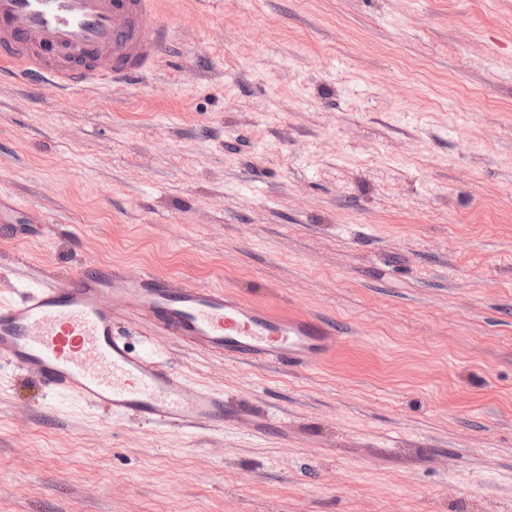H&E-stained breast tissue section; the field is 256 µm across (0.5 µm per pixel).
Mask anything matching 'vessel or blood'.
I'll list each match as a JSON object with an SVG mask.
<instances>
[{
    "mask_svg": "<svg viewBox=\"0 0 512 512\" xmlns=\"http://www.w3.org/2000/svg\"><path fill=\"white\" fill-rule=\"evenodd\" d=\"M153 3L0 0V75H37L73 90L142 78L164 42ZM116 300L227 359L286 362L335 342L311 320L274 315L220 287L181 288L170 277L132 278L103 265L61 285L21 284L0 302V360L35 373L55 397L117 420L223 428V392L190 390L149 344L132 349L112 327Z\"/></svg>",
    "mask_w": 512,
    "mask_h": 512,
    "instance_id": "1",
    "label": "vessel or blood"
}]
</instances>
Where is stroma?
<instances>
[{
	"label": "stroma",
	"mask_w": 512,
	"mask_h": 512,
	"mask_svg": "<svg viewBox=\"0 0 512 512\" xmlns=\"http://www.w3.org/2000/svg\"><path fill=\"white\" fill-rule=\"evenodd\" d=\"M143 81L0 77V300L110 264L336 332L234 362L116 303L224 426L0 363V512H512V0H158Z\"/></svg>",
	"instance_id": "stroma-1"
}]
</instances>
